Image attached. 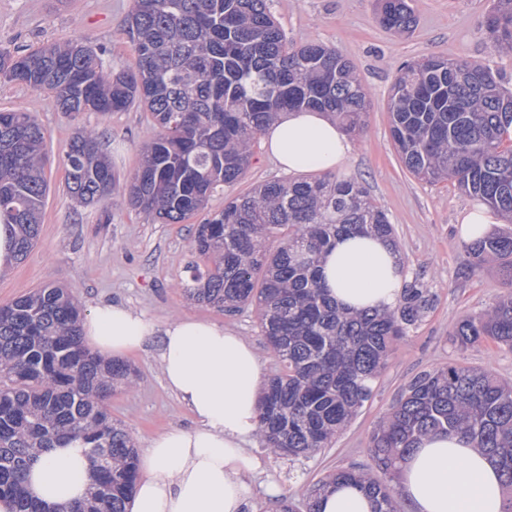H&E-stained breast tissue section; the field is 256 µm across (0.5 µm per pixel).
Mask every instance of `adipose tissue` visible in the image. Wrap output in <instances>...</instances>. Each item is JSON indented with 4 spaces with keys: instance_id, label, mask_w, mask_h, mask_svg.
<instances>
[{
    "instance_id": "1",
    "label": "adipose tissue",
    "mask_w": 512,
    "mask_h": 512,
    "mask_svg": "<svg viewBox=\"0 0 512 512\" xmlns=\"http://www.w3.org/2000/svg\"><path fill=\"white\" fill-rule=\"evenodd\" d=\"M264 147L291 173L340 169L353 146L327 113H283L263 132ZM322 283L337 303L353 309L395 307L404 272L384 239L344 236L320 261ZM85 345L105 357H124L150 339L160 344L167 387L194 419L189 429L156 436L139 458L128 512H247L250 476L261 462L245 449L258 427L264 367L255 348L223 325L190 316L158 324L130 307L102 302L81 324ZM408 512H505L497 469L479 450L445 434L422 438L399 465ZM92 480L81 448H57L35 464L28 490L45 507L84 497ZM319 512H372L355 484L331 485Z\"/></svg>"
}]
</instances>
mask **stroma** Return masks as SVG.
<instances>
[{"mask_svg":"<svg viewBox=\"0 0 512 512\" xmlns=\"http://www.w3.org/2000/svg\"><path fill=\"white\" fill-rule=\"evenodd\" d=\"M492 0H412L416 23L393 35L378 21L377 0H271L270 8L290 43L317 40L333 46L354 66L371 100L366 126L353 142L340 173L361 180L394 228V245L404 260L406 279L420 278L433 294L432 309L393 345L388 364L373 385V397L330 447L311 457L272 455L261 440L249 445L263 468L253 482L251 512H270L267 482L303 504L322 478L339 469L371 467L369 441L376 425L417 374L450 363L492 370L512 382V349L492 340L460 351L451 333L465 316L491 308L503 282L490 264L472 266L459 220L478 199L453 181L430 184L415 178L390 138L387 102L399 67L429 55L463 58L488 65L512 85V56L486 40L481 23ZM132 0H0V48L28 51L50 42L80 39L118 70L133 60L127 19ZM0 109L33 113L44 129L49 192L40 236L29 256L0 275V305L51 283L69 289L83 312L99 302L123 304L163 323L182 316L216 322L244 336L260 355L266 375L282 365L262 336L257 314L248 307L234 315L187 300L181 284L196 255L191 238L196 220L159 224L130 208L120 194L85 206L66 186L64 152L77 130H95L112 163L118 185L131 179L139 146L153 133L140 107L69 116L53 97L0 81ZM286 175L263 146H256L242 179L218 189L208 209L222 210L226 199ZM158 345L147 342L130 354L137 377L107 399L114 420L129 432L137 449L158 434L188 429L193 419L167 388L159 367Z\"/></svg>","mask_w":512,"mask_h":512,"instance_id":"obj_1","label":"stroma"}]
</instances>
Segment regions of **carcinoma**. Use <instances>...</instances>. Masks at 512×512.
Masks as SVG:
<instances>
[{"label":"carcinoma","mask_w":512,"mask_h":512,"mask_svg":"<svg viewBox=\"0 0 512 512\" xmlns=\"http://www.w3.org/2000/svg\"><path fill=\"white\" fill-rule=\"evenodd\" d=\"M416 22L410 0H381L379 24L394 34ZM133 63L118 72L80 41L31 51L0 49V78L52 94L62 112H149L157 132L140 147L124 189L127 204L163 224L204 211L215 190L238 182L259 135L285 110L316 109L360 135L369 108L353 65L332 46L293 45L267 0H132ZM482 28L512 53V0H493ZM390 136L405 167L430 184L454 181L512 220V91L488 66L427 56L403 64L387 103ZM45 134L30 112L0 110V225L14 258L36 244L48 185ZM69 193L86 204L112 196V166L98 135L79 131L64 154ZM393 241L387 213L354 177L325 174L269 181L207 214L193 249L203 265L182 284L187 298L228 314L256 305L263 336L283 366L259 398L258 434L274 455L309 456L369 401L395 341L432 307L415 280L390 310L354 311L329 298L319 260L342 235ZM477 262H498L505 291L490 309L462 319L461 349L486 339L512 347V232L466 245ZM83 314L70 293L45 285L0 306V498L14 512H49L28 494L31 465L78 442L92 467L84 499L66 512H126L137 479V451L104 399L129 387L130 365L105 362L83 346ZM459 435L501 473L512 512V384L460 364L414 377L373 432L368 469L339 470L332 482L358 485L373 512H400L395 478L420 438Z\"/></svg>","instance_id":"1"}]
</instances>
